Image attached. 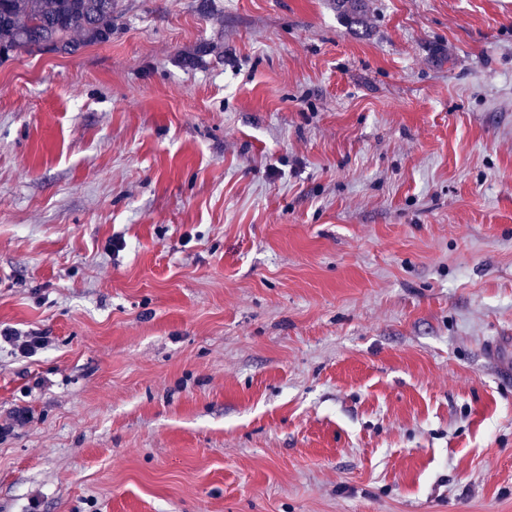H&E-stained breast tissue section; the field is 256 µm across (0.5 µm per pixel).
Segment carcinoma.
I'll use <instances>...</instances> for the list:
<instances>
[{
  "label": "carcinoma",
  "mask_w": 512,
  "mask_h": 512,
  "mask_svg": "<svg viewBox=\"0 0 512 512\" xmlns=\"http://www.w3.org/2000/svg\"><path fill=\"white\" fill-rule=\"evenodd\" d=\"M115 9L116 0H0V60L106 43Z\"/></svg>",
  "instance_id": "cac0c4a2"
}]
</instances>
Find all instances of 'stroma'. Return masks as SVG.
I'll use <instances>...</instances> for the list:
<instances>
[{"instance_id":"35a3bbf8","label":"stroma","mask_w":512,"mask_h":512,"mask_svg":"<svg viewBox=\"0 0 512 512\" xmlns=\"http://www.w3.org/2000/svg\"><path fill=\"white\" fill-rule=\"evenodd\" d=\"M118 3L0 60V512H512V0ZM0 340L14 346L21 355H27L34 352L40 346L46 342V336H40L35 333L30 336H26L25 339L16 337L13 333L8 330H1Z\"/></svg>"}]
</instances>
